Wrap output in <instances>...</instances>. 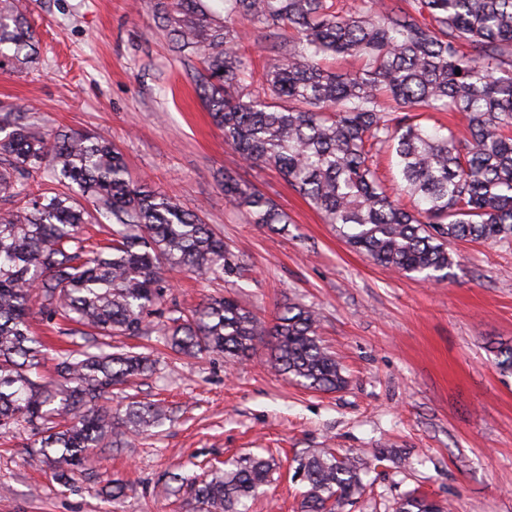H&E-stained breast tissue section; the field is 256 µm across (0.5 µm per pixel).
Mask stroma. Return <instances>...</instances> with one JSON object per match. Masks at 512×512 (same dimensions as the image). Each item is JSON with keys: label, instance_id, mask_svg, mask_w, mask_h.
I'll use <instances>...</instances> for the list:
<instances>
[{"label": "stroma", "instance_id": "stroma-1", "mask_svg": "<svg viewBox=\"0 0 512 512\" xmlns=\"http://www.w3.org/2000/svg\"><path fill=\"white\" fill-rule=\"evenodd\" d=\"M156 0H20L36 55L0 69V103L33 106L48 129L101 135L133 180L174 197L224 233L244 274L205 280L172 271L163 316L234 296L262 322L314 307L344 368L335 392L303 388L267 365L269 343L240 364L223 355L160 357L128 392L164 402L170 419L118 450H96L74 488L60 486L30 435L0 436V512H198L192 483L246 454L280 464L248 512H300L294 456L335 448L396 451L363 473L342 512H394L422 492L450 512H512V375L492 351L512 343V241L456 242L441 283L393 274L352 249L274 170L247 165L194 91L197 58L178 53ZM271 198L290 221L248 223L224 197L225 173ZM126 484L112 500L108 484Z\"/></svg>", "mask_w": 512, "mask_h": 512}]
</instances>
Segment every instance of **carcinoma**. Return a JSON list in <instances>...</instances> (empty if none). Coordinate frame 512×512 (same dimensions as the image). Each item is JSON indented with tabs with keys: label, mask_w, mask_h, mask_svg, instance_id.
<instances>
[{
	"label": "carcinoma",
	"mask_w": 512,
	"mask_h": 512,
	"mask_svg": "<svg viewBox=\"0 0 512 512\" xmlns=\"http://www.w3.org/2000/svg\"><path fill=\"white\" fill-rule=\"evenodd\" d=\"M220 2L222 19L204 0H159L156 16L180 51L199 57L196 91L246 163L278 171L348 245L394 272L443 282L459 266L451 243L512 239V0H359L349 14L336 0ZM237 18L293 32L270 46L256 89ZM32 41L24 18L0 0V68L28 60ZM339 57L360 66L339 74L326 65ZM386 98L405 115L388 117ZM425 112L459 114L469 137L428 128ZM375 144L395 153V195L373 167ZM40 173L53 177L48 193L30 188ZM0 193L22 203L0 212V431L29 430L53 477L70 486L95 449L126 446L168 415L155 402L110 405L113 389L154 372L155 360L141 353H60L57 379L45 380L32 303L46 321L72 322L89 340L141 336L155 329L167 271L220 279L244 268L199 214L133 180L111 140L48 130L31 112L0 114ZM403 194L416 208L400 204ZM224 196L252 224L288 223L233 175L224 176ZM101 217L118 229L89 250L82 225ZM318 328L309 306L283 308L267 328L224 297L168 318L158 332L176 352L231 362L250 359L269 336L271 369L306 389L336 391L346 377ZM496 360L512 371V344H498ZM390 456L383 448L362 462L328 449L299 459L302 512H338L363 490V470ZM272 470L270 459L242 458L198 485L195 500L203 512H247ZM397 512L444 510L419 494Z\"/></svg>",
	"instance_id": "carcinoma-1"
}]
</instances>
